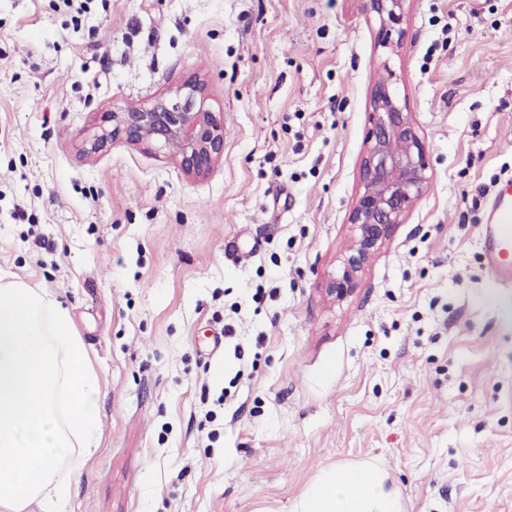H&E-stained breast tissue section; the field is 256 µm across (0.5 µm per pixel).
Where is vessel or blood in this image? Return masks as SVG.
<instances>
[{"instance_id": "b4317fda", "label": "vessel or blood", "mask_w": 512, "mask_h": 512, "mask_svg": "<svg viewBox=\"0 0 512 512\" xmlns=\"http://www.w3.org/2000/svg\"><path fill=\"white\" fill-rule=\"evenodd\" d=\"M482 254L496 281L512 284V177L497 185L482 228Z\"/></svg>"}]
</instances>
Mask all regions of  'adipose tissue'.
Here are the masks:
<instances>
[{
  "label": "adipose tissue",
  "instance_id": "obj_1",
  "mask_svg": "<svg viewBox=\"0 0 512 512\" xmlns=\"http://www.w3.org/2000/svg\"><path fill=\"white\" fill-rule=\"evenodd\" d=\"M383 476L365 468L325 471L299 503V512H396Z\"/></svg>",
  "mask_w": 512,
  "mask_h": 512
}]
</instances>
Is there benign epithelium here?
Listing matches in <instances>:
<instances>
[{"label": "benign epithelium", "mask_w": 512, "mask_h": 512, "mask_svg": "<svg viewBox=\"0 0 512 512\" xmlns=\"http://www.w3.org/2000/svg\"><path fill=\"white\" fill-rule=\"evenodd\" d=\"M366 11L379 21L380 44L400 43V22L407 0H363ZM205 84L192 77L169 96L108 114L86 152L97 153L121 138L174 158L190 175L206 173L224 149V128L206 107ZM372 127L360 166L361 188L349 223L356 228V245L342 262L329 292L341 298L354 287L368 260L401 224L424 193L429 176L425 146L412 113L400 104L391 84L378 81L371 91Z\"/></svg>", "instance_id": "7a95c632"}]
</instances>
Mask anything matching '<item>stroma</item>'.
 <instances>
[{
  "label": "stroma",
  "instance_id": "1",
  "mask_svg": "<svg viewBox=\"0 0 512 512\" xmlns=\"http://www.w3.org/2000/svg\"><path fill=\"white\" fill-rule=\"evenodd\" d=\"M402 28L381 47L363 0H0V278L62 302L100 383L64 512H298L363 464L399 512H512V287L480 239L512 0H409ZM193 76L224 128L206 174L86 153ZM381 78L430 182L339 301Z\"/></svg>",
  "mask_w": 512,
  "mask_h": 512
}]
</instances>
